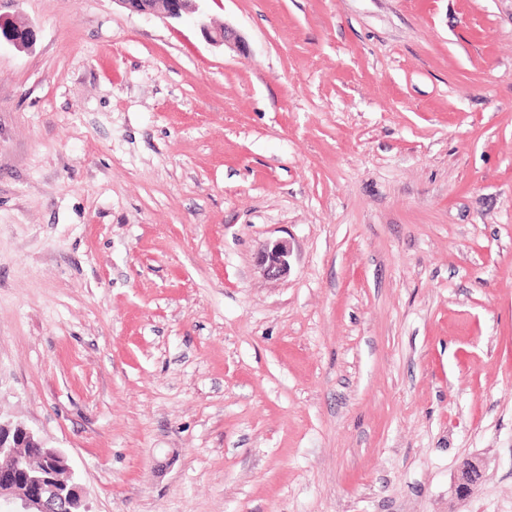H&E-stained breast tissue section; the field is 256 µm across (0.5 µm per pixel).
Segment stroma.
Masks as SVG:
<instances>
[{
  "mask_svg": "<svg viewBox=\"0 0 512 512\" xmlns=\"http://www.w3.org/2000/svg\"><path fill=\"white\" fill-rule=\"evenodd\" d=\"M201 9L0 0V419L92 512H512V0ZM199 0H115L131 13L180 20L198 11ZM34 39L35 31L30 23L9 18L0 19V43L3 40L18 49H28L33 45ZM200 30L203 36L217 45H224L233 50H243L247 47L242 35L230 26L223 28H211L204 21L200 22ZM292 247L288 240L278 239L268 243L258 256V266L263 275L272 280L288 276ZM481 473L480 464L476 460H467L457 472V489L462 497H467L472 486L479 479Z\"/></svg>",
  "mask_w": 512,
  "mask_h": 512,
  "instance_id": "35a3bbf8",
  "label": "stroma"
}]
</instances>
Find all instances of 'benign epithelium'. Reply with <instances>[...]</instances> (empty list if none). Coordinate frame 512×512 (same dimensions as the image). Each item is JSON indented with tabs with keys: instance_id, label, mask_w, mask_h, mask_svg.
Here are the masks:
<instances>
[{
	"instance_id": "benign-epithelium-1",
	"label": "benign epithelium",
	"mask_w": 512,
	"mask_h": 512,
	"mask_svg": "<svg viewBox=\"0 0 512 512\" xmlns=\"http://www.w3.org/2000/svg\"><path fill=\"white\" fill-rule=\"evenodd\" d=\"M126 10L147 17L180 20L198 11V0H113ZM203 36L217 45L243 50L246 42L230 26L211 28L200 22ZM35 31L28 22L0 19V41L18 49L33 45ZM292 247L288 240L278 239L265 246L258 256L263 275L272 280L282 279L290 272ZM22 449L41 459L46 472L32 474L20 465L11 469L0 468V512H90L80 483L74 480L67 457L56 448H49L26 425L0 423V455L16 456ZM480 464L468 460L457 472V489L462 497L468 496L479 479Z\"/></svg>"
}]
</instances>
